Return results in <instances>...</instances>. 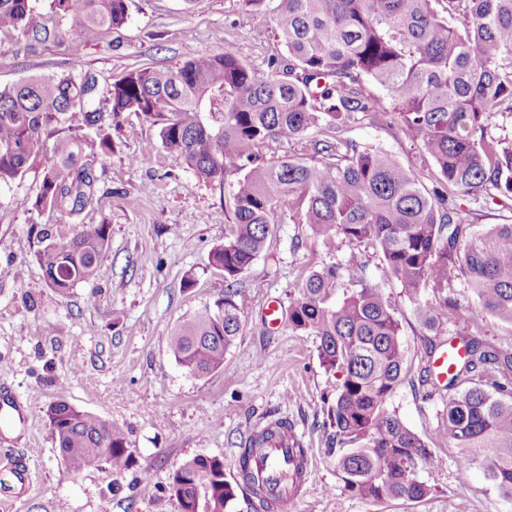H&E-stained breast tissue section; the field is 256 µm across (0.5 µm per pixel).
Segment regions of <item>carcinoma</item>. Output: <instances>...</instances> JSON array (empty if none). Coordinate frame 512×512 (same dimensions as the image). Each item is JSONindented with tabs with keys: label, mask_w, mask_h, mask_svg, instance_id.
I'll use <instances>...</instances> for the list:
<instances>
[{
	"label": "carcinoma",
	"mask_w": 512,
	"mask_h": 512,
	"mask_svg": "<svg viewBox=\"0 0 512 512\" xmlns=\"http://www.w3.org/2000/svg\"><path fill=\"white\" fill-rule=\"evenodd\" d=\"M273 32L288 52L260 71L233 50L204 53L171 68L130 70L105 89L94 76H33L0 88V185L23 177L51 154L35 200L24 210L51 207L70 215L93 200L79 132L100 125L101 103L117 118L136 112L160 126L165 149L209 184L224 189L231 233L212 252L224 271V298L178 324L168 339L175 361L203 377L224 368L241 328L239 277L264 251L279 212L325 239L353 246L345 264L310 273L288 309V323L320 340L318 358L343 377L327 409L332 442L343 449L336 472L367 503L421 502L435 487L418 478L434 450L407 428L388 400L406 375L402 326L383 289L365 277L359 247L373 249L388 281L417 295L439 294L420 310L427 326L452 301V277L463 279L478 312L512 324V224L476 232L462 196L512 200V139L497 133V117L512 116V0H276ZM71 20L67 36L89 42L128 19V0H51ZM462 20V26L452 24ZM49 37L45 18L28 0H0V33ZM387 91L408 137L434 161L432 187L396 157L343 136L351 125L384 120L388 110L365 82ZM220 97L222 119L210 123L206 105ZM67 134L53 129L60 120ZM311 139V157L265 161L269 141ZM109 225L77 224L72 236L36 254L61 296L91 279L104 258ZM345 278L355 286L334 307L328 289ZM445 382L420 376L448 392L443 413L458 470L486 465V477L512 500V354L472 336ZM46 417L67 468L95 461L116 472L134 464L125 429L65 401ZM289 424L276 420L240 443V461ZM178 512H233L245 495L248 512H271L261 490L225 479L218 457H195L171 476Z\"/></svg>",
	"instance_id": "1"
}]
</instances>
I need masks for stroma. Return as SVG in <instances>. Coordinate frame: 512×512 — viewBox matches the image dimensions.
I'll list each match as a JSON object with an SVG mask.
<instances>
[{
	"instance_id": "1",
	"label": "stroma",
	"mask_w": 512,
	"mask_h": 512,
	"mask_svg": "<svg viewBox=\"0 0 512 512\" xmlns=\"http://www.w3.org/2000/svg\"><path fill=\"white\" fill-rule=\"evenodd\" d=\"M273 7L272 0L255 10L242 0H197L191 7L184 0H130L126 23L91 43L71 41L63 18L49 38L1 33L0 86L70 72L95 76L103 89L133 68L172 67L228 49L262 70L270 57L287 54L271 31ZM109 134L112 151L104 155L98 130L82 133L94 200L79 216L17 207V199L40 192L45 160L0 186V387L26 408L20 417L0 405V470L17 452L25 453L30 469L25 489L10 493L0 512H177L168 484L183 462L217 456L233 476L241 438L278 418L294 424L313 461L288 512H512V501L499 496L483 467L458 473V451L442 438L445 399H424L419 382L429 346L447 345L460 333L512 352V325L476 316L473 293L457 279L448 291L457 310L427 330L418 305L434 301L435 292L407 294L383 280L379 256L367 253L366 274L390 296L402 324L408 373L389 406L434 448V463L420 477L436 490L418 504L366 503L344 488L336 473L340 450L323 426L324 397L340 377L321 367L318 337L287 321L305 277L346 263L349 244L326 242L309 225L282 216L265 251L240 277L242 327L223 369L192 376L175 362L167 341L178 323L224 295V274L209 259L230 233L225 195L176 160L162 146L158 126L140 114L123 113ZM345 135L394 154L423 176L435 170L397 113L380 125L361 121ZM103 219L110 236L96 275L59 296L35 258L45 236L68 237L75 224ZM190 274L196 282L189 288ZM272 302L280 320L269 327L262 311ZM55 401L123 426L134 466L119 474L95 462L70 472L46 417ZM145 482L152 494H140Z\"/></svg>"
}]
</instances>
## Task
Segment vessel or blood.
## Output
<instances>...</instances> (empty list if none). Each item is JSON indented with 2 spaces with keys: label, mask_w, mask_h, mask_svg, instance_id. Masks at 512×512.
Instances as JSON below:
<instances>
[{
  "label": "vessel or blood",
  "mask_w": 512,
  "mask_h": 512,
  "mask_svg": "<svg viewBox=\"0 0 512 512\" xmlns=\"http://www.w3.org/2000/svg\"><path fill=\"white\" fill-rule=\"evenodd\" d=\"M299 440L295 432L285 431L281 441L260 449L249 459L246 469L237 470L236 480L246 475L258 476L275 498L279 512H285L288 503L297 495L290 486L291 481H306L310 460L298 456Z\"/></svg>",
  "instance_id": "vessel-or-blood-1"
}]
</instances>
